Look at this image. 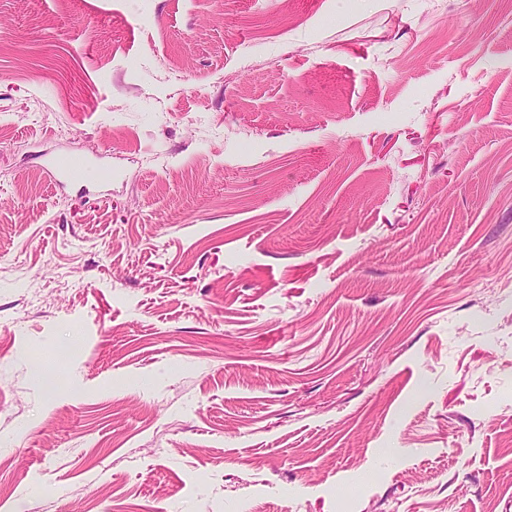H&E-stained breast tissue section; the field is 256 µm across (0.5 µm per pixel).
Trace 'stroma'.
Returning <instances> with one entry per match:
<instances>
[{
    "mask_svg": "<svg viewBox=\"0 0 512 512\" xmlns=\"http://www.w3.org/2000/svg\"><path fill=\"white\" fill-rule=\"evenodd\" d=\"M0 512H512V0H0ZM52 175L60 176L66 180L81 184L99 177V169L84 155L61 153L55 156L50 163Z\"/></svg>",
    "mask_w": 512,
    "mask_h": 512,
    "instance_id": "obj_1",
    "label": "stroma"
}]
</instances>
